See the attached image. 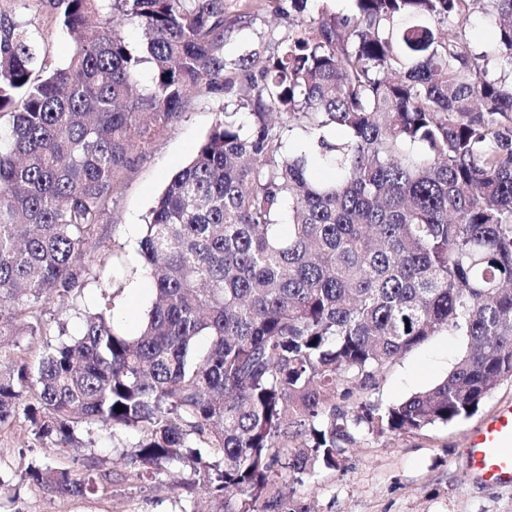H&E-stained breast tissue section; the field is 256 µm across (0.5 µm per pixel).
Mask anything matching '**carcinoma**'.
I'll return each mask as SVG.
<instances>
[{"instance_id":"carcinoma-1","label":"carcinoma","mask_w":512,"mask_h":512,"mask_svg":"<svg viewBox=\"0 0 512 512\" xmlns=\"http://www.w3.org/2000/svg\"><path fill=\"white\" fill-rule=\"evenodd\" d=\"M351 2L229 59L224 0H53L72 53L41 74L35 34L0 12V337L42 335V308L82 287L112 195L190 92L250 115L224 113L152 208L137 333L104 293L33 369L0 340V427L22 414L59 448L82 428L135 431L136 478L218 512H278L284 474L336 467L351 430L456 422L512 378V0ZM476 12L496 21L481 50L466 42ZM443 332L469 347L442 381L332 405L337 385ZM180 463L197 478H172ZM22 486L107 489L44 460Z\"/></svg>"}]
</instances>
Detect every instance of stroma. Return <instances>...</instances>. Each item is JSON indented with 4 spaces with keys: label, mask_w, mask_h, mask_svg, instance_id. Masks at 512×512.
Segmentation results:
<instances>
[{
    "label": "stroma",
    "mask_w": 512,
    "mask_h": 512,
    "mask_svg": "<svg viewBox=\"0 0 512 512\" xmlns=\"http://www.w3.org/2000/svg\"><path fill=\"white\" fill-rule=\"evenodd\" d=\"M0 10L38 32L44 67L55 68L71 48L61 34L50 0H0ZM224 10L235 24L225 52L235 58L254 48H273L289 30V21L274 16L268 0H224ZM246 23H238V16ZM234 97L195 93L182 117L157 136L140 156L134 171L115 193L107 221L97 225L86 248L87 274L82 288L54 297L43 309L42 321L51 337L73 338L82 332L85 312L94 310L103 292L112 289V253L120 250L135 258L145 217L170 176L190 162L216 120L239 111ZM139 298L129 305L127 293L114 300L112 315L128 332H137L140 316L153 294L141 273L128 274ZM467 341L442 333L431 337L404 358L382 368L367 389L354 391L347 408L369 403L386 406L434 385L454 367ZM512 405V378L498 382L478 411L459 422L408 433L379 434L354 430L336 468L317 467L303 483L291 485L288 512H512V486L485 485L468 472L466 437L500 407ZM134 434L109 437L103 431L83 434L81 445L48 449L24 416L0 429V512H179L166 486L126 475L125 452ZM52 460L76 471L94 466L109 474L106 492L87 498L51 496L21 489L10 496L7 487L34 460Z\"/></svg>",
    "instance_id": "stroma-1"
}]
</instances>
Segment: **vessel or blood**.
Instances as JSON below:
<instances>
[{"mask_svg": "<svg viewBox=\"0 0 512 512\" xmlns=\"http://www.w3.org/2000/svg\"><path fill=\"white\" fill-rule=\"evenodd\" d=\"M475 478L490 485H512V406L501 408L468 439Z\"/></svg>", "mask_w": 512, "mask_h": 512, "instance_id": "1", "label": "vessel or blood"}]
</instances>
